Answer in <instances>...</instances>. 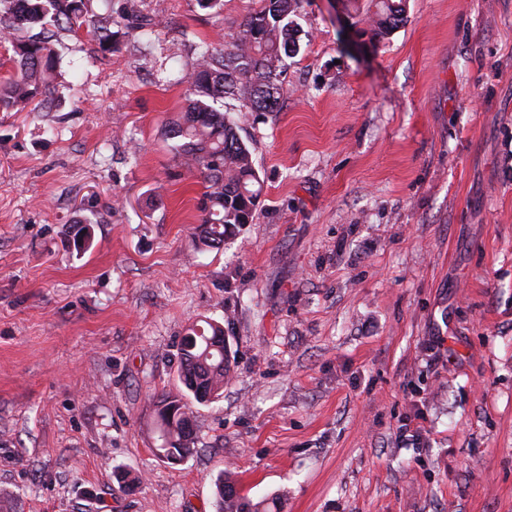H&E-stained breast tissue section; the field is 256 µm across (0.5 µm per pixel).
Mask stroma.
Returning <instances> with one entry per match:
<instances>
[{
  "mask_svg": "<svg viewBox=\"0 0 512 512\" xmlns=\"http://www.w3.org/2000/svg\"><path fill=\"white\" fill-rule=\"evenodd\" d=\"M368 5L304 0L220 249L171 77L257 0H85L159 18L106 55L55 30L52 110L0 112V512H215L228 470L283 512H512V0H406L378 42ZM203 316L232 373L174 464L154 402Z\"/></svg>",
  "mask_w": 512,
  "mask_h": 512,
  "instance_id": "1",
  "label": "stroma"
}]
</instances>
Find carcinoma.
Listing matches in <instances>:
<instances>
[{"label":"carcinoma","mask_w":512,"mask_h":512,"mask_svg":"<svg viewBox=\"0 0 512 512\" xmlns=\"http://www.w3.org/2000/svg\"><path fill=\"white\" fill-rule=\"evenodd\" d=\"M10 4L0 14V31L11 42L16 69L0 82V111L21 112L31 104L48 111L51 90L60 76L57 55L45 38L27 35L47 21L81 26L86 22L83 0H0ZM259 7L245 21L232 48L205 49L197 58L184 112L168 126V138L180 163L197 170L207 183L200 209L204 213L200 244L219 248L237 228L252 222L263 181L237 123L224 112V99L242 100L251 112L282 110L284 58L300 52V29L293 16L301 0H258ZM377 7L368 20L371 39L390 35L404 21V0H373ZM224 328L203 319L181 337L178 380L183 390L162 394L157 404L177 412L161 430L163 447L187 457L196 444L195 415L187 397L206 405L218 399L229 378L231 364L209 338ZM216 512H281L277 497L252 500L229 475L216 482Z\"/></svg>","instance_id":"cac0c4a2"}]
</instances>
